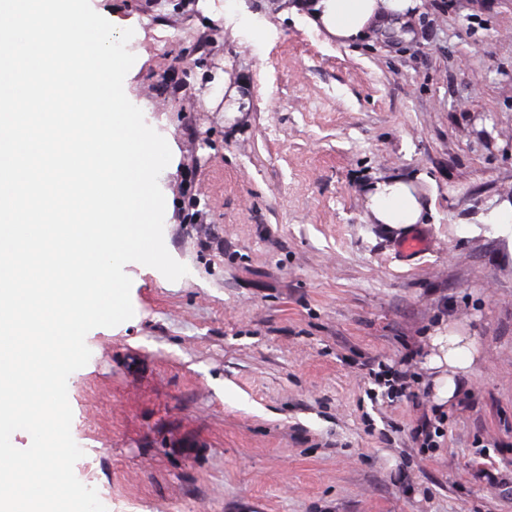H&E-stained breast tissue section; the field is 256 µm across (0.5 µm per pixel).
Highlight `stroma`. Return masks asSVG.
<instances>
[{
	"mask_svg": "<svg viewBox=\"0 0 512 512\" xmlns=\"http://www.w3.org/2000/svg\"><path fill=\"white\" fill-rule=\"evenodd\" d=\"M133 29L127 98L167 141L164 242L133 317L86 336L68 380L74 473L112 512H512V0H421L341 46L300 0H90ZM181 30L179 39L162 35ZM435 198L404 232L370 186ZM465 327L466 405L439 403L431 341ZM417 400L367 401L407 349ZM439 416L419 448L408 430ZM493 221L497 235L506 240L507 248L512 254V202L504 201Z\"/></svg>",
	"mask_w": 512,
	"mask_h": 512,
	"instance_id": "obj_1",
	"label": "stroma"
}]
</instances>
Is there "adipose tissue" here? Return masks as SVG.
Masks as SVG:
<instances>
[{
    "label": "adipose tissue",
    "mask_w": 512,
    "mask_h": 512,
    "mask_svg": "<svg viewBox=\"0 0 512 512\" xmlns=\"http://www.w3.org/2000/svg\"><path fill=\"white\" fill-rule=\"evenodd\" d=\"M419 0H305V20L316 31L349 44L366 37L379 24L414 12ZM427 203L412 181L390 178L376 182L367 196L375 223L407 227L419 223ZM430 367L435 373L434 390L440 401L452 400L458 380L474 363L471 343L456 329L437 334Z\"/></svg>",
    "instance_id": "ef3b65f1"
}]
</instances>
